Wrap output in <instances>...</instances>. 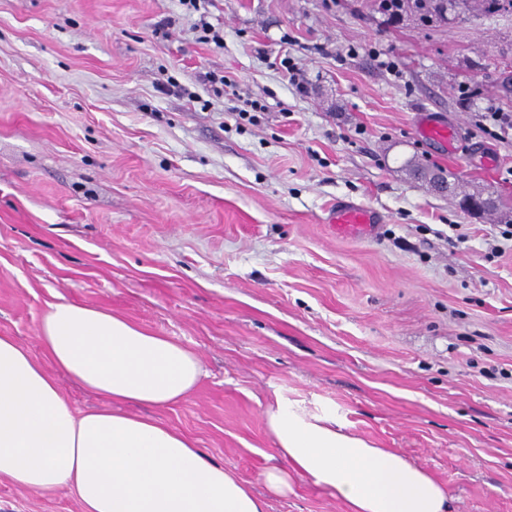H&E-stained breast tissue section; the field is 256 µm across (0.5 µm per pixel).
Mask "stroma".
<instances>
[{
	"label": "stroma",
	"mask_w": 512,
	"mask_h": 512,
	"mask_svg": "<svg viewBox=\"0 0 512 512\" xmlns=\"http://www.w3.org/2000/svg\"><path fill=\"white\" fill-rule=\"evenodd\" d=\"M210 12L223 46L197 42L179 0H0V334L45 360L40 319L62 300L195 352V390L145 414L267 512H345L308 479L269 493L278 399L427 469L451 512H512V133L482 120L512 113L493 91L512 15L422 28L371 0ZM206 71L261 111L235 119ZM422 113L458 127L465 154L421 140ZM410 160L494 190L501 211L460 210ZM339 199L378 211L377 232L337 236ZM0 512L81 507L0 478ZM203 81L216 98H224V95H229L232 96V98H229L231 102H242L246 107L250 106L251 109L257 108V104L253 101H242L235 91V80L224 76V74L216 73L215 71L207 72L203 76ZM229 91H231V93H229Z\"/></svg>",
	"instance_id": "35a3bbf8"
}]
</instances>
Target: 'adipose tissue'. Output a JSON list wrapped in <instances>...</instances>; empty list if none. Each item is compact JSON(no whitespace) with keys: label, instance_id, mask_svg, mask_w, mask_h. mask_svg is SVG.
Here are the masks:
<instances>
[{"label":"adipose tissue","instance_id":"ef3b65f1","mask_svg":"<svg viewBox=\"0 0 512 512\" xmlns=\"http://www.w3.org/2000/svg\"><path fill=\"white\" fill-rule=\"evenodd\" d=\"M39 341L54 372L0 335V477L34 493L68 489L81 512H266V503L182 432L109 409L75 411L66 375L108 400L160 407L185 400L198 356L104 308L48 303ZM281 466L268 489L299 474L349 512H449L448 493L401 454L345 433L335 416L277 401L265 412Z\"/></svg>","mask_w":512,"mask_h":512}]
</instances>
